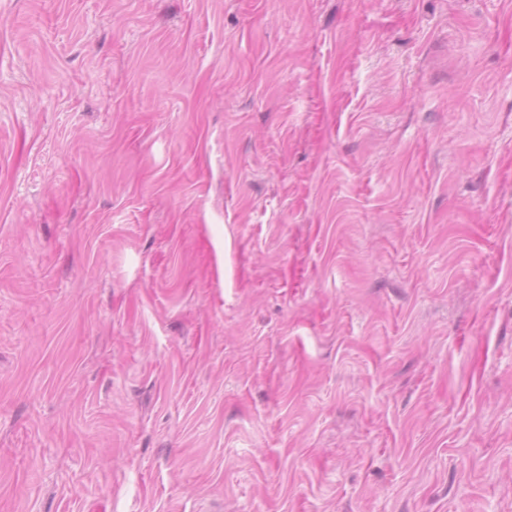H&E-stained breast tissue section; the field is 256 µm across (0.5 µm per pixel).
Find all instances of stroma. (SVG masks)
I'll list each match as a JSON object with an SVG mask.
<instances>
[{"label": "stroma", "mask_w": 512, "mask_h": 512, "mask_svg": "<svg viewBox=\"0 0 512 512\" xmlns=\"http://www.w3.org/2000/svg\"><path fill=\"white\" fill-rule=\"evenodd\" d=\"M0 512H512V0H0Z\"/></svg>", "instance_id": "stroma-1"}]
</instances>
